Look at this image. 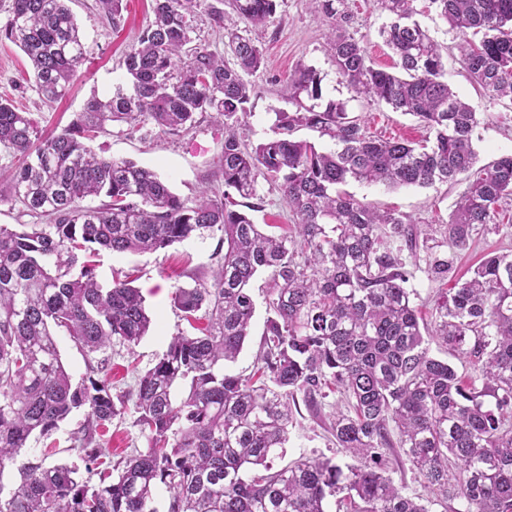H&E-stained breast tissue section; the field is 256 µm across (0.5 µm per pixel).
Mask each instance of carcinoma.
Listing matches in <instances>:
<instances>
[{
  "label": "carcinoma",
  "instance_id": "1",
  "mask_svg": "<svg viewBox=\"0 0 512 512\" xmlns=\"http://www.w3.org/2000/svg\"><path fill=\"white\" fill-rule=\"evenodd\" d=\"M154 21L126 54L131 91L90 99L58 133L42 136L34 113L0 97V147L18 156L9 200L49 224L0 225V512H327L343 494V512H512V254L483 259L436 305L431 335L468 359L465 381L430 356L402 257L417 259L423 230L396 212L379 211L339 186L350 180L388 188L463 183L445 225L454 250L470 246L499 208L512 201V155L475 167L480 112L445 80L441 46L414 19L413 0H377L388 22L379 35L393 70L367 62L342 27L330 33L337 73L354 92L414 117L421 143L371 135L345 103L322 99V78L300 68L285 88L295 110L276 113L275 137L247 150L238 135L250 87L244 75L263 63L261 47L229 32L233 64L191 42L199 0H154ZM217 26L263 24L277 0H217ZM453 33L460 62L482 92L512 99V0H430ZM345 0H319L328 18H347ZM5 37L28 57L38 95L61 99L86 47L67 0H13ZM224 116L219 159L224 195L181 200L152 170L98 156L85 141L109 123L130 132L193 127L196 114ZM304 128L329 137L321 151L294 137ZM275 184L297 215L293 235L262 232L236 209L235 197L260 199L258 180ZM103 196L88 206L83 201ZM224 235V261L212 281L177 289L174 302L196 335L172 338L139 380L134 425L147 447L112 463L96 435L121 414L112 396L106 350L132 346L151 319L128 282L99 283L81 255L101 248L153 252L195 233ZM449 258L431 254L428 273L448 278ZM270 274L269 316L255 376L227 369L249 336L255 302L250 283ZM84 354L92 376L79 383L65 367L57 333ZM103 374L95 379L93 374ZM343 391L348 409L327 431L358 464L301 457L273 470L284 453L297 396L322 409L325 388ZM87 424L75 449L96 465L92 485L74 465L51 461L52 448H31L75 410ZM398 429L392 440L389 423ZM405 456L433 497H413L388 474ZM16 468L12 483L6 467ZM461 501L462 508L451 506Z\"/></svg>",
  "mask_w": 512,
  "mask_h": 512
}]
</instances>
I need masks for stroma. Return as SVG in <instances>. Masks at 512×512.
I'll return each instance as SVG.
<instances>
[{
  "label": "stroma",
  "mask_w": 512,
  "mask_h": 512,
  "mask_svg": "<svg viewBox=\"0 0 512 512\" xmlns=\"http://www.w3.org/2000/svg\"><path fill=\"white\" fill-rule=\"evenodd\" d=\"M214 0H201L192 18L194 45L220 55H229V36L214 24L209 6ZM349 19L346 29L366 48L375 67L390 69L393 54L385 46L379 29L387 17L375 0H346ZM11 0H0V95L12 97L25 111L34 113L39 127L52 132L66 126L83 111L92 97H106L116 85L125 83L123 64L125 52L154 19L152 0H123L122 19L112 25L101 13L96 0H69L88 54L80 65L69 92L55 103H45L33 87L32 68L27 56L3 31L8 25ZM416 18L442 47L447 79L465 100L477 106L483 121L474 137L477 165L490 164L512 154V101L492 100L481 94L459 61L453 35L447 23L430 7L429 0H415ZM239 34L251 38L263 50L264 62L249 75L251 86L247 114L238 128L245 145L272 137L275 115L292 111L293 106L282 91L295 72L304 66L316 68L322 77L324 99L345 102L351 115L362 117L372 132L409 142L425 139L426 131L411 116L393 111L383 103H373L357 95L336 72L328 37L330 22L316 0H278L274 15L259 26L238 23ZM224 144V118L215 112L197 115L192 129L179 134L152 132L127 136L108 129L91 143L92 150L114 159H130L149 168L166 180L182 200L194 202L200 191H209L216 198L224 193V180L219 172L218 158ZM346 193L372 207L393 209L418 225H431L434 243L445 240L444 223L461 188L437 183L429 187L389 189L380 184L355 181L344 186ZM220 231H208L154 253H116L100 250L95 258L98 280L104 286L116 281H131L145 298L151 325L147 334L134 347L113 342L107 355L111 362L110 378L113 393L134 391L140 376L151 368L165 352L173 336L188 330L182 312L174 303L178 287L193 280L207 281L213 268L224 257ZM512 252V223L500 225L479 234L471 249L455 254L454 273L461 276L489 252ZM270 286L268 274H260L252 288L255 314L251 334L236 363L234 372L251 373L268 316L265 298ZM341 393L329 394L324 400L321 416H312L306 407H299L289 428V442L283 457L275 459V468L291 464L302 456H325L336 463L349 458L329 441L325 419L343 404ZM132 412L113 418L101 442L112 460L131 455L133 449L144 448L146 440L133 425Z\"/></svg>",
  "instance_id": "obj_1"
}]
</instances>
